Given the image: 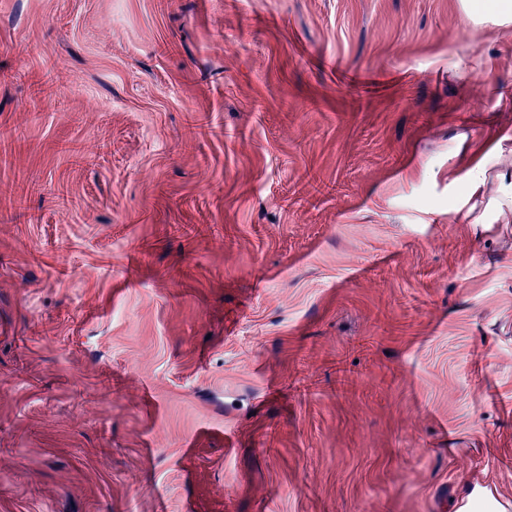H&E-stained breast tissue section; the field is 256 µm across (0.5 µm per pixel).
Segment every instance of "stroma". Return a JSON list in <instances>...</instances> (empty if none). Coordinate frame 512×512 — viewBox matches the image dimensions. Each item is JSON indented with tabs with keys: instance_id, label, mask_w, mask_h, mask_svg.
Here are the masks:
<instances>
[{
	"instance_id": "1",
	"label": "stroma",
	"mask_w": 512,
	"mask_h": 512,
	"mask_svg": "<svg viewBox=\"0 0 512 512\" xmlns=\"http://www.w3.org/2000/svg\"><path fill=\"white\" fill-rule=\"evenodd\" d=\"M0 512H512V17L0 0Z\"/></svg>"
}]
</instances>
